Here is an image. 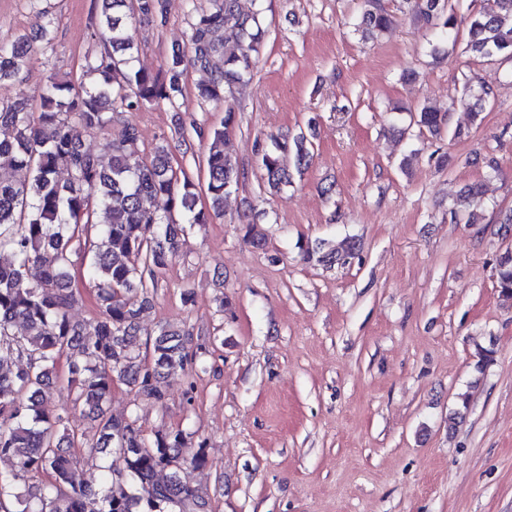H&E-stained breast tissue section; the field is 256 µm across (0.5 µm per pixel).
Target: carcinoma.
<instances>
[{"label":"carcinoma","mask_w":512,"mask_h":512,"mask_svg":"<svg viewBox=\"0 0 512 512\" xmlns=\"http://www.w3.org/2000/svg\"><path fill=\"white\" fill-rule=\"evenodd\" d=\"M93 37L99 50L74 84L62 67L53 66L37 98L36 112L25 101L0 104V512H198L204 503L183 484L180 470L207 463L205 442L192 443L181 429L148 437L134 418L116 419L104 408L117 384L163 405L155 382L169 372L194 370L197 354L190 336L171 325L148 333L151 358L136 352L129 338L142 331L140 314L157 293L160 275L179 256L186 225L202 226L224 207L243 172L224 154V137L235 124L208 130L206 156L210 210L197 208V192L188 176L171 164V151L158 146L148 156L138 149L139 129L123 122L117 138L105 142L110 164L82 142L112 122L113 115L138 112L182 95L187 62L207 72L197 88L204 102H219L245 81L258 63L265 30L259 14L236 12L237 0H212V8L193 17L187 48H174L161 80L135 65L132 36L138 17L162 19L164 0H99ZM415 17L439 29L456 45L458 0H407ZM390 16L367 10L356 30L364 35L385 31ZM468 50L480 58L512 60V0H470L467 6ZM52 22L36 24L34 34L0 43V82L15 81L22 67L52 48ZM474 93L479 116L493 94L490 84L465 83ZM411 121L439 132L444 116L423 106ZM312 158L311 143L299 133L272 135L258 149V161L270 188L278 190L303 174ZM67 177L58 178L60 169ZM480 185L461 190L454 216L475 219L469 208L481 202ZM180 210L185 223L172 220ZM106 221H97V215ZM355 243L327 250L318 241L303 251L324 266L344 264ZM36 267L40 276L29 278ZM94 290L96 316L83 323L71 319L77 301L75 272ZM498 288L512 297V253L498 262ZM23 334H16L17 324ZM58 385L68 392L70 407L47 404L45 391ZM79 411L97 425L102 484L83 483L77 462L64 452L83 434L70 427ZM165 474L164 480L158 475ZM31 482L18 490L19 482Z\"/></svg>","instance_id":"1"}]
</instances>
